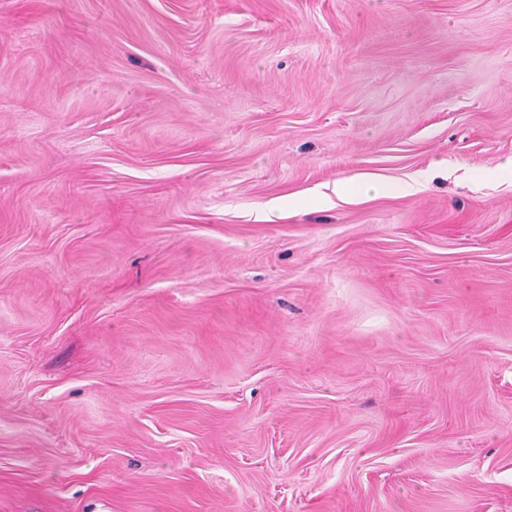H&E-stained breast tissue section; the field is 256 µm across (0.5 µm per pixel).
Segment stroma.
<instances>
[{
	"label": "stroma",
	"instance_id": "obj_1",
	"mask_svg": "<svg viewBox=\"0 0 512 512\" xmlns=\"http://www.w3.org/2000/svg\"><path fill=\"white\" fill-rule=\"evenodd\" d=\"M509 157L512 0H0V512H512Z\"/></svg>",
	"mask_w": 512,
	"mask_h": 512
}]
</instances>
